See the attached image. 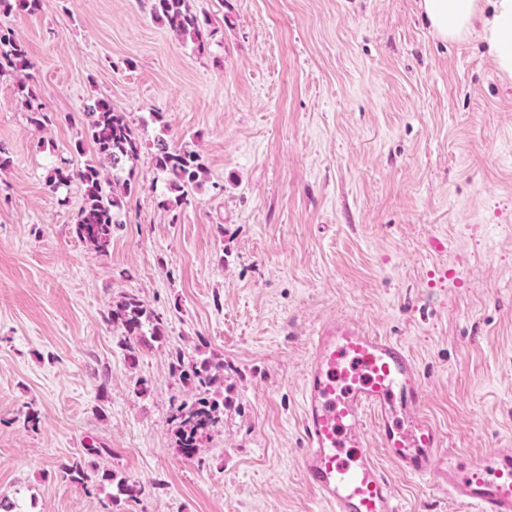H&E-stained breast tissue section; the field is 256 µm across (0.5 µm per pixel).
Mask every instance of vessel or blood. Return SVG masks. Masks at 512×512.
Masks as SVG:
<instances>
[{
    "label": "vessel or blood",
    "instance_id": "1",
    "mask_svg": "<svg viewBox=\"0 0 512 512\" xmlns=\"http://www.w3.org/2000/svg\"><path fill=\"white\" fill-rule=\"evenodd\" d=\"M408 346L352 319L326 320L311 340L301 385L300 466L330 512H399L377 452L441 487L468 512H512V448L447 447Z\"/></svg>",
    "mask_w": 512,
    "mask_h": 512
}]
</instances>
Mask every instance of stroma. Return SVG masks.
Listing matches in <instances>:
<instances>
[{
	"instance_id": "obj_1",
	"label": "stroma",
	"mask_w": 512,
	"mask_h": 512,
	"mask_svg": "<svg viewBox=\"0 0 512 512\" xmlns=\"http://www.w3.org/2000/svg\"><path fill=\"white\" fill-rule=\"evenodd\" d=\"M189 5L216 29L202 53L149 0L0 12L31 63L0 74V497L17 512H329L300 469L299 398L333 316L408 345L450 447H511L512 77L479 34L436 37L420 0ZM23 77L57 117L45 130ZM99 98L142 144L104 253L70 232L83 186L63 204L46 182L55 155L92 159L82 112ZM160 138L207 166L173 213ZM126 293L166 325L134 363L104 319ZM200 336L233 404L189 460L168 352ZM75 459L141 495L62 479ZM380 465L401 512H459ZM18 90L25 98L30 124L39 130L50 125L53 122L51 116L43 110L36 92L26 82H20Z\"/></svg>"
}]
</instances>
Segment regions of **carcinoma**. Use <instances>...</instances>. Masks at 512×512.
<instances>
[{"instance_id":"cac0c4a2","label":"carcinoma","mask_w":512,"mask_h":512,"mask_svg":"<svg viewBox=\"0 0 512 512\" xmlns=\"http://www.w3.org/2000/svg\"><path fill=\"white\" fill-rule=\"evenodd\" d=\"M40 7V0H0V9L17 8L29 14ZM155 17L162 20L178 37L190 38L202 50L213 36L210 22L192 11L187 0H152ZM28 67L24 46L11 29L0 27V73ZM18 90L25 98L29 121L37 129L52 123L49 113L39 103L36 92L25 82ZM86 136L98 158L96 164L74 166L73 159L62 157L48 171L46 180L53 191L68 188L75 180L84 186V205L70 232L75 238L105 252L112 246L114 228L125 198L133 191L134 162L141 143L125 113L115 111L104 99L84 108ZM156 169L164 176L172 195L161 206L174 211L189 203L188 189L198 186L207 174L202 157L195 151L177 148L165 139L157 140L154 153ZM105 319L121 330L122 343L130 360L153 348L152 340L163 336L160 315L145 307L133 294H126L107 311ZM171 374L192 392L188 400L174 402L169 408V422L175 427L177 446L183 456L192 459L204 438L224 426V361L213 356L189 359L180 348L169 351ZM62 477L88 488L91 476L77 460L61 467Z\"/></svg>"}]
</instances>
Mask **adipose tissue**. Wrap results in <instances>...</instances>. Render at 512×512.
Returning a JSON list of instances; mask_svg holds the SVG:
<instances>
[{
    "label": "adipose tissue",
    "mask_w": 512,
    "mask_h": 512,
    "mask_svg": "<svg viewBox=\"0 0 512 512\" xmlns=\"http://www.w3.org/2000/svg\"><path fill=\"white\" fill-rule=\"evenodd\" d=\"M422 8L441 40H457L481 28L498 69L512 76V0H498L488 17L480 0H422Z\"/></svg>",
    "instance_id": "ef3b65f1"
}]
</instances>
